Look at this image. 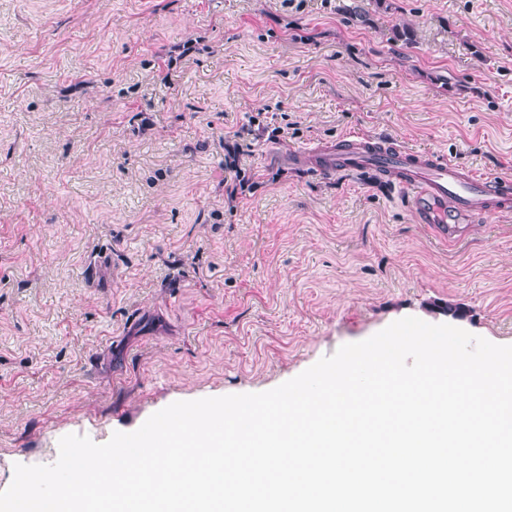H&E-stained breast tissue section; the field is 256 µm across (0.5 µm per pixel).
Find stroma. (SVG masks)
<instances>
[{"mask_svg": "<svg viewBox=\"0 0 512 512\" xmlns=\"http://www.w3.org/2000/svg\"><path fill=\"white\" fill-rule=\"evenodd\" d=\"M349 134L512 178V0H0V491L406 316L512 345V214L448 247L395 177L284 160ZM218 145L224 149V195L233 209L239 198L245 196L244 192L250 189L253 183L249 184L250 179L246 178L245 172L240 166V157L244 155L243 144L236 139L226 140V137L220 136Z\"/></svg>", "mask_w": 512, "mask_h": 512, "instance_id": "1", "label": "stroma"}]
</instances>
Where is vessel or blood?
I'll use <instances>...</instances> for the list:
<instances>
[{
	"mask_svg": "<svg viewBox=\"0 0 512 512\" xmlns=\"http://www.w3.org/2000/svg\"><path fill=\"white\" fill-rule=\"evenodd\" d=\"M289 160L328 176L364 171L394 176L418 223L429 225L444 244L456 243L467 224L486 214L512 212V180L463 170L442 154L390 139L351 135L292 153Z\"/></svg>",
	"mask_w": 512,
	"mask_h": 512,
	"instance_id": "vessel-or-blood-1",
	"label": "vessel or blood"
}]
</instances>
